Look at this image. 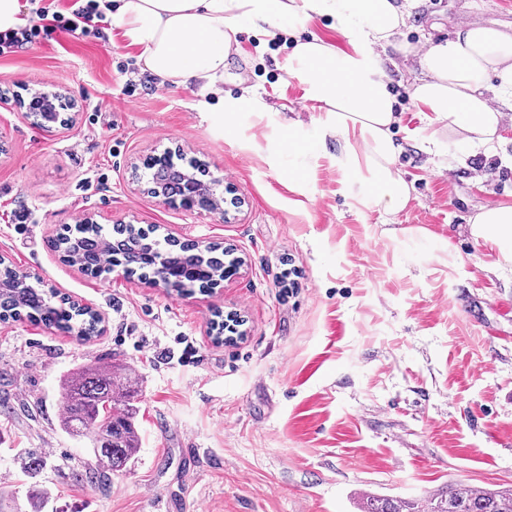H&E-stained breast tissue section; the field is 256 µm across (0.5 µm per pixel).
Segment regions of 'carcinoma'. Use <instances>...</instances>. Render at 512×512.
<instances>
[{
	"instance_id": "1",
	"label": "carcinoma",
	"mask_w": 512,
	"mask_h": 512,
	"mask_svg": "<svg viewBox=\"0 0 512 512\" xmlns=\"http://www.w3.org/2000/svg\"><path fill=\"white\" fill-rule=\"evenodd\" d=\"M191 176L193 173L168 163L152 172L149 183L160 189ZM114 233L107 238L91 225L76 235L68 229L58 237L57 247L67 260L85 264L95 275L120 264L131 274L141 272L144 278L162 275L173 288L206 289L224 279L226 252L218 245L199 249L170 239L161 241L154 237L155 228L132 224L119 225ZM23 315L65 332L74 331L78 341L97 335L94 319L74 303L56 304L39 288L0 287V320ZM59 394L61 428L82 441L95 459V465L74 472V480L94 483L125 470L141 447L135 425L139 387L129 368L86 363L60 380ZM359 512H512V487L450 483L412 499L370 493L360 498Z\"/></svg>"
}]
</instances>
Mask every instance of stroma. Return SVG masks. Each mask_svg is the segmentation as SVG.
Segmentation results:
<instances>
[{"label":"stroma","instance_id":"35a3bbf8","mask_svg":"<svg viewBox=\"0 0 512 512\" xmlns=\"http://www.w3.org/2000/svg\"><path fill=\"white\" fill-rule=\"evenodd\" d=\"M279 25L273 49L263 25L243 23L229 75L210 90L190 81L125 95L117 65L140 52L115 26L106 44L58 32L0 59V255L105 316L86 342L26 317L0 322V512H33L35 490L48 512H156L166 493L186 512H358L363 493L512 487V264L468 225L512 202V110L488 155L409 96L427 40L463 25L512 33V0H418L400 37L408 53L382 54L403 93L391 132L410 188L393 215L368 204L366 175L341 170L326 114L283 68L296 40L346 51L361 26ZM37 90L69 98L68 125L34 123L24 101ZM245 91L238 112H223ZM433 133L437 156L420 148ZM167 148L206 163L242 207L188 211L151 195L133 170ZM86 217L106 233L131 222L229 246L244 264L210 294L119 268L93 276L55 246ZM230 311L246 334L215 342L209 331ZM181 336L199 363H159ZM91 361L126 365L140 389V451L99 485L73 481L94 459L59 425V381ZM32 448L44 465L29 479ZM188 448L199 451L190 464Z\"/></svg>","mask_w":512,"mask_h":512}]
</instances>
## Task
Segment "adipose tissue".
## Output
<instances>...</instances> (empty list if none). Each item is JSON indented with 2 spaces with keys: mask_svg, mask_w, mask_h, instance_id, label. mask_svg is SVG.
Masks as SVG:
<instances>
[{
  "mask_svg": "<svg viewBox=\"0 0 512 512\" xmlns=\"http://www.w3.org/2000/svg\"><path fill=\"white\" fill-rule=\"evenodd\" d=\"M410 0H119L111 15L151 73L212 87L225 76L227 58L239 50L243 22L268 24L298 13L328 17L338 29L367 28V46L341 52L314 38L296 42L284 69L306 97L327 112L328 132L343 144L342 169L366 171L374 207L394 214L409 202V188L393 167L400 152L390 134L393 101L372 45L393 44L409 15ZM412 96L433 122L460 128L468 143L491 145L512 100V34L467 26L418 59ZM475 239L493 243L512 260V203L481 208L470 219Z\"/></svg>",
  "mask_w": 512,
  "mask_h": 512,
  "instance_id": "ef3b65f1",
  "label": "adipose tissue"
}]
</instances>
